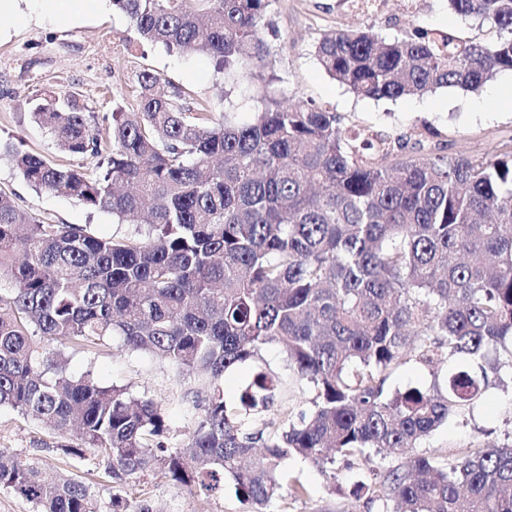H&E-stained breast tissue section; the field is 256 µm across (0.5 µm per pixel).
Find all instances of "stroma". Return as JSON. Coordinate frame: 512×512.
<instances>
[{"mask_svg":"<svg viewBox=\"0 0 512 512\" xmlns=\"http://www.w3.org/2000/svg\"><path fill=\"white\" fill-rule=\"evenodd\" d=\"M21 8L24 18L0 22L1 145L14 143L54 164L95 170V158L61 150L36 124L33 112L38 104L66 97L75 98L83 112L99 121L111 118L119 108L133 111L136 76L145 69L160 76L165 92L180 90L187 102L217 110L224 104V76L210 57L181 56L163 45L143 42L111 0L79 19L43 15L40 0H23ZM269 11L278 30L272 40V63L249 76L251 96L239 103L242 118H250L259 108L264 92L276 89L285 104L302 99L336 112L343 129L350 132L420 141L472 157L512 150V87L505 85L504 75H497L477 94L441 88L422 97L371 100L357 97L332 79L315 57V45L324 35L351 27L386 37L409 34L418 27L478 40L492 37L489 27L448 10L446 0H380L369 16L349 9L347 0H271ZM0 191L22 210L49 222L86 224L106 238L137 232L136 225L115 223L109 213L36 190L4 156L0 157ZM65 355L73 375L89 370L102 384L128 386L134 394L147 395L160 404L170 429L169 447L184 444L195 415L206 404L205 396L188 395V376L148 353L115 346L95 354L69 348ZM259 366L280 375L287 372L280 350L263 346L258 357L225 373V398L234 399ZM511 402L512 381L508 380L487 392L472 416L449 419L421 443V451L444 456L511 443L512 417L506 412ZM79 441L77 433L61 436L41 421L0 408L1 450L36 461L46 470H76L92 483L104 503L116 492L133 498L145 491L163 512H385L382 502L369 504L352 495L356 480L373 478L355 459L326 471L299 459L289 460V476L307 487V495L294 498L285 493L259 511L240 501L229 480L215 491L177 487L158 473L121 486L113 484L105 474V460L74 465L59 449L60 444Z\"/></svg>","mask_w":512,"mask_h":512,"instance_id":"obj_1","label":"stroma"}]
</instances>
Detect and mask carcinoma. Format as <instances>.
<instances>
[{
    "label": "carcinoma",
    "mask_w": 512,
    "mask_h": 512,
    "mask_svg": "<svg viewBox=\"0 0 512 512\" xmlns=\"http://www.w3.org/2000/svg\"><path fill=\"white\" fill-rule=\"evenodd\" d=\"M270 0H112L143 40L211 57L224 110L193 107L160 77H137V107L91 121L73 99L40 104L36 123L72 155L102 157L87 173L5 147L41 192L65 194L142 224L102 238L53 224L0 193V407L81 442L61 452L107 460L116 484L160 472L214 489L229 477L242 501L265 505L300 457L325 471L339 458L400 462L356 496L392 512H512V444L439 457L418 443L475 404L512 368V151L491 158L418 155L379 136L349 134L336 113L285 105L277 92L248 121L231 95L267 65ZM492 28L485 43L416 28L383 38L361 29L315 46L324 70L370 99L440 88L479 91L512 72V0H447ZM143 351L194 377L207 404L185 445H165L164 410L91 371L71 375L61 347ZM276 345L288 379L259 370L227 401L220 380ZM410 356L445 367V387L390 391ZM308 390L311 408L295 398ZM278 421L242 425L272 407ZM0 488L34 512H103L92 486L0 450ZM109 512H156L115 493Z\"/></svg>",
    "instance_id": "obj_1"
}]
</instances>
